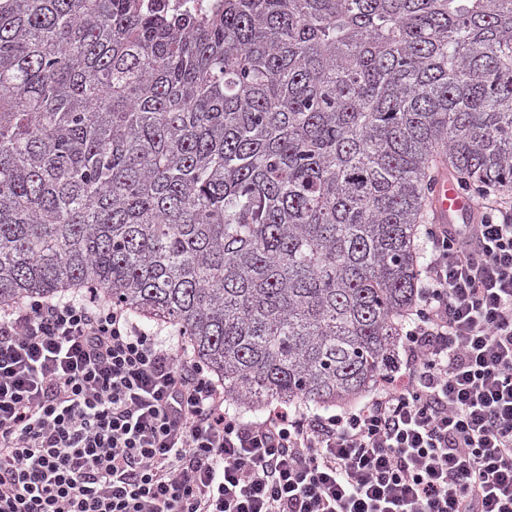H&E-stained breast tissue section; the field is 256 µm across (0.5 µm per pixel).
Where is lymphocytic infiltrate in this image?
Listing matches in <instances>:
<instances>
[{"label":"lymphocytic infiltrate","mask_w":512,"mask_h":512,"mask_svg":"<svg viewBox=\"0 0 512 512\" xmlns=\"http://www.w3.org/2000/svg\"><path fill=\"white\" fill-rule=\"evenodd\" d=\"M427 224L362 405L260 422L89 291L0 308V512H512V209Z\"/></svg>","instance_id":"f902f5d3"}]
</instances>
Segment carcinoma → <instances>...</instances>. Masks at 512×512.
Returning <instances> with one entry per match:
<instances>
[{
  "label": "carcinoma",
  "instance_id": "1",
  "mask_svg": "<svg viewBox=\"0 0 512 512\" xmlns=\"http://www.w3.org/2000/svg\"><path fill=\"white\" fill-rule=\"evenodd\" d=\"M436 160L512 195V0H0V306L98 289L245 408L378 380ZM216 0H149L148 6L157 12L191 10L199 13L209 11Z\"/></svg>",
  "mask_w": 512,
  "mask_h": 512
}]
</instances>
